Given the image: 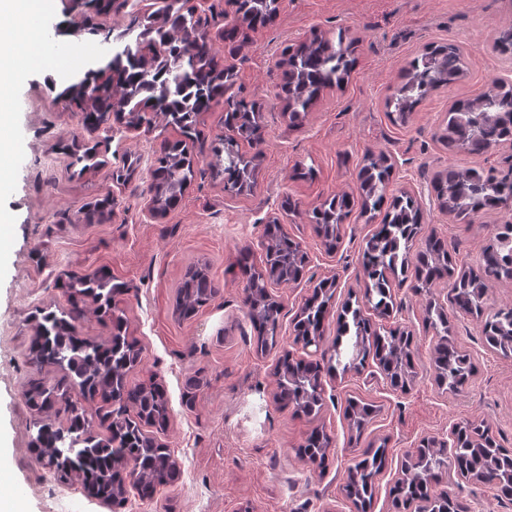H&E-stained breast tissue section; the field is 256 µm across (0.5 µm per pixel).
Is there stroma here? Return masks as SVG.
I'll return each instance as SVG.
<instances>
[{
  "mask_svg": "<svg viewBox=\"0 0 512 512\" xmlns=\"http://www.w3.org/2000/svg\"><path fill=\"white\" fill-rule=\"evenodd\" d=\"M212 51L234 66L237 82L264 106V144L256 161L253 192L235 195L211 169L196 173L180 205L160 216L145 207L150 167L161 141L180 130L154 117L148 130L125 124L91 131L60 99L61 83H75L89 59L111 47L101 37L73 34L65 0L54 12L24 24V40L42 44L51 73L31 71L0 102V494L20 512H112L84 492L79 481H60L38 465L33 439L43 423L66 424L63 413L33 411L22 388L36 379L53 385L67 378L57 367L36 369L30 345L42 312L61 311L70 297L59 279L108 271L124 291L114 299L128 334L141 349L131 383H155L165 393L169 420L156 432L180 464L177 479L150 501L130 495L119 512H353L343 492L346 470L370 441H385L386 459L369 512H394L390 490L403 455L425 437L469 419L485 422L503 448L512 450V358L488 348L475 317L449 312L450 332L477 365L455 393L436 384L430 360L435 336L425 327L427 295L395 293V320L413 336L416 377L408 390L393 389L380 372L352 371L325 378L318 416L294 414L275 401L272 370L279 348L309 361L314 348L296 343L292 318L317 281L335 283L324 325V347L336 338V316L363 298L360 252L382 223L381 215L352 213L334 249H326L305 211L336 194L356 191L366 152H384L393 165L394 189L410 192L423 224L455 249L459 263L479 269L495 225L512 220L488 212L473 224H453L439 210L433 175L448 167L489 168L497 148L448 155L436 142L441 121L456 100L475 97L499 78L512 80V60L491 40L512 26V0H280L271 23L249 30V46L237 50L223 31L232 24L228 0H206ZM344 32L358 40L355 67L342 87L326 89L302 124L289 128L276 93V65L286 47L312 35ZM457 44L467 71L428 96L406 122H393L385 99L410 56L429 43ZM93 148L99 164L78 171L71 144ZM115 199L111 218L86 221L88 203ZM297 208L284 213V200ZM280 218L309 256L306 276L275 286L286 304L279 347L258 353L241 305L246 285L230 266L239 250L255 248L259 229ZM206 268L218 293L193 317L177 310V291L187 271ZM375 402L377 415L363 435L344 416L345 399ZM332 446L324 464L302 458L299 446L313 429ZM467 512H512L486 485L464 479L448 486Z\"/></svg>",
  "mask_w": 512,
  "mask_h": 512,
  "instance_id": "stroma-1",
  "label": "stroma"
}]
</instances>
